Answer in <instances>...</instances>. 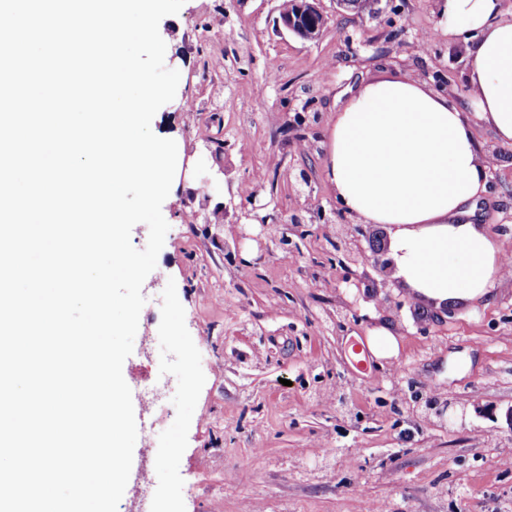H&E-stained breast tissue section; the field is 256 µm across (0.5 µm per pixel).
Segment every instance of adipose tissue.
<instances>
[{"label":"adipose tissue","mask_w":512,"mask_h":512,"mask_svg":"<svg viewBox=\"0 0 512 512\" xmlns=\"http://www.w3.org/2000/svg\"><path fill=\"white\" fill-rule=\"evenodd\" d=\"M442 34L467 43L469 108L410 76L362 82L337 112L326 164L339 205L389 227L394 276L436 307L489 302L503 249L470 207L487 189L479 119L512 146V17L502 0H439Z\"/></svg>","instance_id":"1"}]
</instances>
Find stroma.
<instances>
[{"label": "stroma", "mask_w": 512, "mask_h": 512, "mask_svg": "<svg viewBox=\"0 0 512 512\" xmlns=\"http://www.w3.org/2000/svg\"><path fill=\"white\" fill-rule=\"evenodd\" d=\"M280 5L186 0L159 23L180 80L151 129L183 157L122 369L137 447L118 512H512V277L423 327L429 303L393 274L351 282L326 178L351 90L405 74L467 104L466 44L438 32L437 0H320L314 41ZM474 134L498 157L476 219L512 254V147ZM379 325L398 357L356 360ZM286 1L287 2L285 4H282L283 13L279 17V22L281 23L282 27L288 32H291L304 40L313 41L317 39L324 25V17L319 6V0H304L305 5L308 6L307 15L311 14L316 19V22L310 26L309 30H304L300 23L296 22L292 16L291 18H288V16L284 14L288 13L289 11L294 13L296 9L295 0Z\"/></svg>", "instance_id": "1"}]
</instances>
